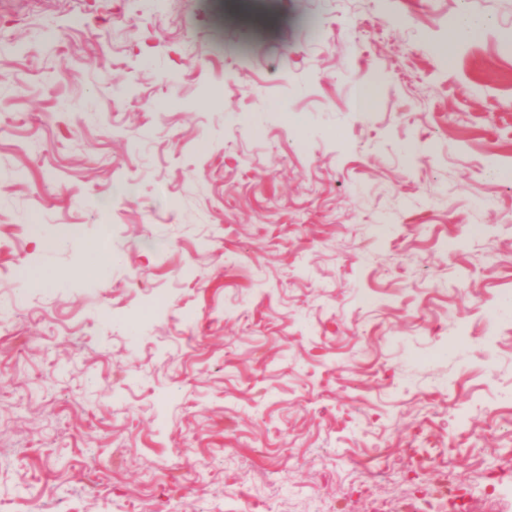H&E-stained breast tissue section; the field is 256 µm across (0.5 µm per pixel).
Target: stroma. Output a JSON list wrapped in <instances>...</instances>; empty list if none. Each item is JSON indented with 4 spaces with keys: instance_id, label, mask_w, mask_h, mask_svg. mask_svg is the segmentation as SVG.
Instances as JSON below:
<instances>
[{
    "instance_id": "obj_1",
    "label": "stroma",
    "mask_w": 512,
    "mask_h": 512,
    "mask_svg": "<svg viewBox=\"0 0 512 512\" xmlns=\"http://www.w3.org/2000/svg\"><path fill=\"white\" fill-rule=\"evenodd\" d=\"M510 391L512 0H0V512H512Z\"/></svg>"
}]
</instances>
